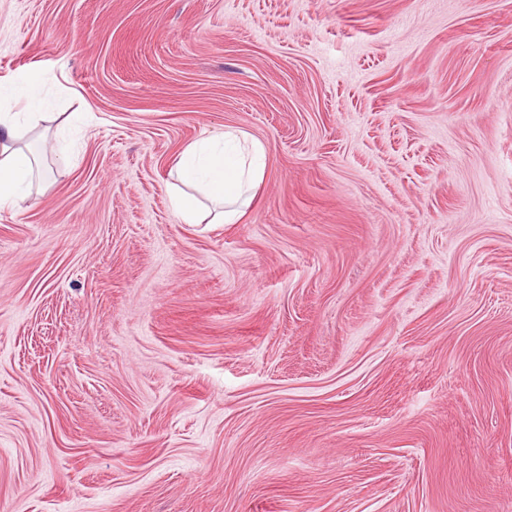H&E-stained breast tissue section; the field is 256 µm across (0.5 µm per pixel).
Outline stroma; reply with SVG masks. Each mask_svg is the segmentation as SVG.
<instances>
[{
    "instance_id": "35a3bbf8",
    "label": "stroma",
    "mask_w": 512,
    "mask_h": 512,
    "mask_svg": "<svg viewBox=\"0 0 512 512\" xmlns=\"http://www.w3.org/2000/svg\"><path fill=\"white\" fill-rule=\"evenodd\" d=\"M0 512H512V0H0ZM266 147L237 224L164 191ZM20 104L2 105L0 101V205L13 203L41 174V163L37 156L15 147L18 139L19 112H12ZM264 159V145L236 128L225 129L221 140L188 145L164 184L173 210L186 224L211 214L208 224L240 223L265 179ZM199 196L214 204L213 213L204 214Z\"/></svg>"
}]
</instances>
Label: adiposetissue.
I'll use <instances>...</instances> for the list:
<instances>
[{
  "mask_svg": "<svg viewBox=\"0 0 512 512\" xmlns=\"http://www.w3.org/2000/svg\"><path fill=\"white\" fill-rule=\"evenodd\" d=\"M18 117L0 105V205L14 202L41 174L37 156L16 147ZM265 147L242 130L188 145L165 183L170 204L184 223L237 224L266 176Z\"/></svg>",
  "mask_w": 512,
  "mask_h": 512,
  "instance_id": "1",
  "label": "adipose tissue"
}]
</instances>
